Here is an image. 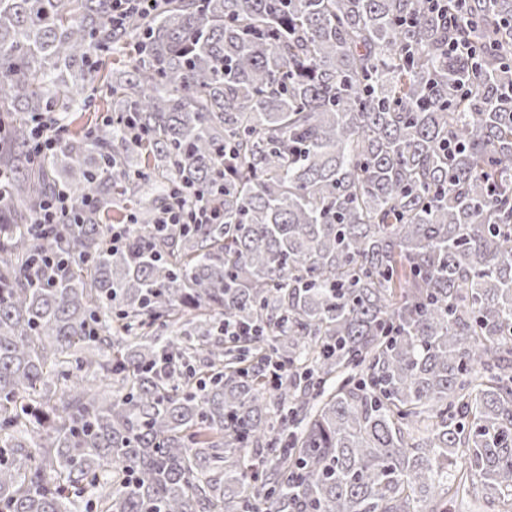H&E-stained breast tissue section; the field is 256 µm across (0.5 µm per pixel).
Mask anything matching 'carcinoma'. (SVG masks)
Instances as JSON below:
<instances>
[{
  "label": "carcinoma",
  "mask_w": 512,
  "mask_h": 512,
  "mask_svg": "<svg viewBox=\"0 0 512 512\" xmlns=\"http://www.w3.org/2000/svg\"><path fill=\"white\" fill-rule=\"evenodd\" d=\"M431 4L0 0V512H507L512 0ZM157 2L158 0H112V25L120 27L134 15L154 11ZM32 149L37 154H48L54 151L60 141L59 130L52 127L50 121L43 118L32 128ZM77 202L65 190H61L46 198L34 219L33 230L35 234H44L53 231L59 224H66V217L73 213ZM183 198H177L163 212L159 224H222L224 213L213 206L187 208Z\"/></svg>",
  "instance_id": "1"
}]
</instances>
